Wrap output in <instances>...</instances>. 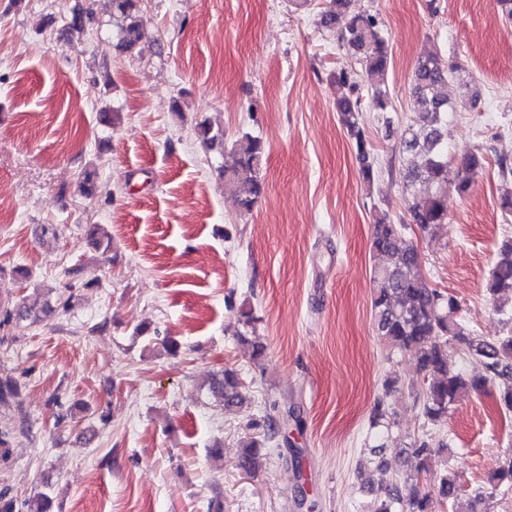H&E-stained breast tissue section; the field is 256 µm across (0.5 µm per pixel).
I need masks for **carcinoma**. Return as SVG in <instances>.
<instances>
[{
  "mask_svg": "<svg viewBox=\"0 0 512 512\" xmlns=\"http://www.w3.org/2000/svg\"><path fill=\"white\" fill-rule=\"evenodd\" d=\"M142 0H112L116 48L120 52L135 49L143 38L140 19ZM92 11L88 6L73 11L65 24L69 32L84 33ZM320 24L338 30L343 47L361 64L366 74L378 81L384 79L389 64V43L377 15L367 11H351L347 0H331L321 13ZM456 80L468 89L471 102L479 94L461 79L460 68L450 64L436 52L423 54L413 71V95L416 109L399 147L403 187L407 194V215L394 222L389 214H380L373 224L370 248L378 259L373 275L372 309L378 336L391 349L410 357L422 377L420 386L410 388L419 403L425 422L435 424L448 416V410L462 396L492 389L496 403L504 415L512 414V330L495 339H486L467 323L453 317L454 298L434 288L422 275L417 247L404 239L408 225L417 227L420 235L434 233L448 223L445 200L448 189L459 194L469 191L474 177L485 167L486 156L480 150L465 157L455 166L448 162V144L444 127L448 113L457 111L459 102L448 98V82ZM336 84L342 90L336 110L340 121L355 144L360 173L371 185L376 176L375 156L359 112L364 106L359 74L355 71L336 73ZM370 102L379 119L388 126L392 111L386 89L378 83L370 86ZM197 139L207 150H223L224 130L207 122L196 127ZM227 150V149H225ZM264 147L256 137L244 134L227 150L221 175L224 185L236 197L239 210L249 213L264 192L261 159ZM487 291L491 298L512 296V239L502 242L497 260L490 272ZM53 312L46 302L41 307L18 306L19 320H39ZM475 367L468 373L458 362ZM208 392L224 406H243L247 397L238 371L230 368L216 374L208 384ZM372 425L390 426V412L380 399L372 411ZM269 432L265 441L247 442L237 458V468L252 474L260 467L264 442L277 434L276 420L268 417ZM417 459L415 469L377 490L371 512H434V505L453 506L462 486L457 475L443 470L431 489L419 479V471H431L436 455L431 443L415 440L404 449ZM485 484L491 489H512V464L489 474Z\"/></svg>",
  "mask_w": 512,
  "mask_h": 512,
  "instance_id": "1",
  "label": "carcinoma"
}]
</instances>
